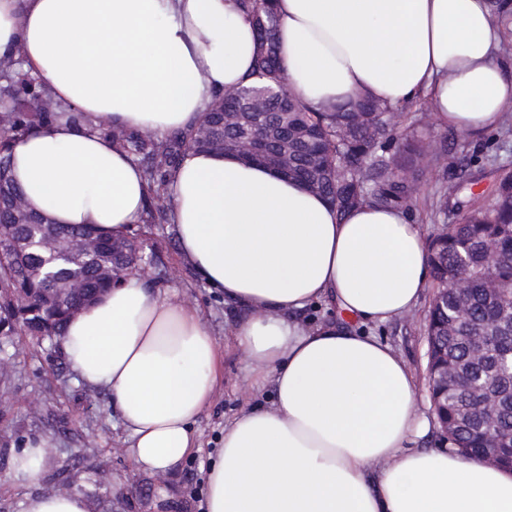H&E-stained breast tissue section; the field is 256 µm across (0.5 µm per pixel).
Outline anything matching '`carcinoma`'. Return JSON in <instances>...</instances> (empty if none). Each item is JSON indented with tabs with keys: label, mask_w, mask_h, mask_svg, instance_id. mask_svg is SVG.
I'll return each instance as SVG.
<instances>
[{
	"label": "carcinoma",
	"mask_w": 512,
	"mask_h": 512,
	"mask_svg": "<svg viewBox=\"0 0 512 512\" xmlns=\"http://www.w3.org/2000/svg\"><path fill=\"white\" fill-rule=\"evenodd\" d=\"M241 11L251 22L258 41L255 67L247 83L216 96L209 112L186 133L165 139L149 134L105 132L127 149L140 164L148 188V204L143 226L167 223L166 187L171 171L189 150L214 151L230 146L252 127L265 129L269 147H282L281 130L291 136L288 152L294 162L292 178L323 196L340 216L352 209L406 208L416 193L420 164L425 154L421 140L412 134L396 133L400 118L415 123L412 113L386 101L361 97L317 110L306 105L289 88L286 68L275 44L276 15L273 0H240ZM266 90L265 111L253 113L243 101L249 93ZM10 111L0 113V290L17 288V304L35 307L39 314L15 315L3 332L5 336L38 335L43 318L51 321L54 335H61L72 317L71 308L97 292L119 285L138 266L152 259L138 242V234L118 239L98 234L90 228L46 223L26 211L16 212L13 199L20 193L8 176V143L45 121L80 117L56 103L42 83L11 66L0 68V102ZM237 113L238 120L224 125V113ZM78 244L90 240L91 254L73 253L69 263L50 262L48 254L31 241L32 233ZM495 247L501 261L486 263L489 247ZM428 262L436 283V303L430 306L426 333L440 335L445 322L456 315L460 301L448 287L459 265L471 271L470 287L462 292L467 300L468 323L465 335L490 336L494 356L485 361L471 359L463 341L448 345V352L463 371L504 395L498 433L512 434V370L494 367V362L512 359V332L501 328V318L512 303V175L500 179L495 203L477 206L460 220L443 225L428 247ZM499 288L498 300H491L488 282ZM448 421L455 423L448 440L470 455L490 444L491 436L480 419L477 397L464 389L460 380L448 381Z\"/></svg>",
	"instance_id": "carcinoma-1"
}]
</instances>
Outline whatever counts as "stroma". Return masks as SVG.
<instances>
[{
	"label": "stroma",
	"mask_w": 512,
	"mask_h": 512,
	"mask_svg": "<svg viewBox=\"0 0 512 512\" xmlns=\"http://www.w3.org/2000/svg\"><path fill=\"white\" fill-rule=\"evenodd\" d=\"M411 110L425 142L447 146L446 154L425 165L407 212L410 222L422 224L430 236L437 226L421 220L420 214L440 196H447L461 213L476 200L492 204L495 185L512 173V136L502 137L495 128L475 141L439 125L425 100L412 104ZM147 249L154 254L150 281L196 307L222 353V375L196 424L199 452L171 475L135 470L128 455L129 435L104 390L64 367L57 339L18 337L0 343V363L8 366L0 375V512H22L28 496L63 493L70 487L86 497L90 512H203L206 472L222 446L225 423L242 408L270 400V388H257L246 356L235 345L231 329L236 312L196 279L180 254L173 225H153ZM434 294V288H427L410 314L364 327L404 357L419 381V401L425 407L430 404L425 324ZM30 439L47 440L52 450L36 480L11 483L5 475Z\"/></svg>",
	"instance_id": "35a3bbf8"
}]
</instances>
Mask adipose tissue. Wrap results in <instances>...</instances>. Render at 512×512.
Returning <instances> with one entry per match:
<instances>
[{
  "label": "adipose tissue",
  "instance_id": "adipose-tissue-1",
  "mask_svg": "<svg viewBox=\"0 0 512 512\" xmlns=\"http://www.w3.org/2000/svg\"><path fill=\"white\" fill-rule=\"evenodd\" d=\"M290 89L323 109L356 96H426L473 139L512 112L505 26L490 0H277ZM254 29L237 0H0V60L13 57L80 124L13 137L27 208L122 236L146 184L104 126L165 138L252 71ZM168 221L199 280L242 311L235 343L270 403L224 426L205 512H512V471L455 447L417 449L430 423L417 378L363 326L413 311L428 285L424 232L400 209L329 202L269 166L189 151L167 184ZM334 305L308 327L297 312ZM61 349L104 387L138 470L171 474L199 448L195 424L220 378L218 343L192 306L132 276L73 316Z\"/></svg>",
  "mask_w": 512,
  "mask_h": 512
}]
</instances>
